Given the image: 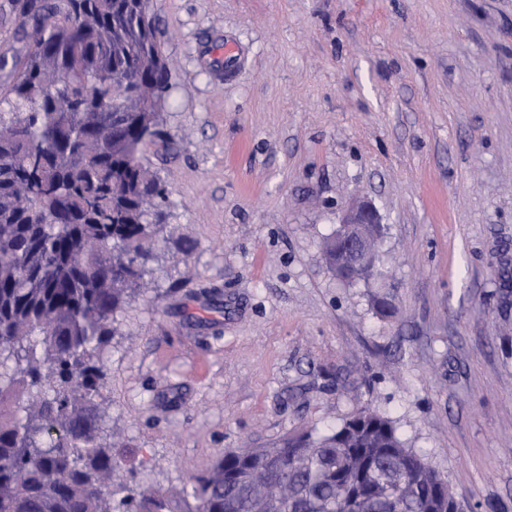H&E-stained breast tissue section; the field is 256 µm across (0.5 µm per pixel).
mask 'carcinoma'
Returning <instances> with one entry per match:
<instances>
[{
    "label": "carcinoma",
    "instance_id": "carcinoma-1",
    "mask_svg": "<svg viewBox=\"0 0 512 512\" xmlns=\"http://www.w3.org/2000/svg\"><path fill=\"white\" fill-rule=\"evenodd\" d=\"M0 53V512H456L394 422L238 448L190 490L136 493L101 435L103 353L146 286L171 87L150 0H12Z\"/></svg>",
    "mask_w": 512,
    "mask_h": 512
}]
</instances>
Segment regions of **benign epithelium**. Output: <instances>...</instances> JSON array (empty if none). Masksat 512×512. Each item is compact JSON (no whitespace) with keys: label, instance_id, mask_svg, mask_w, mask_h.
Wrapping results in <instances>:
<instances>
[{"label":"benign epithelium","instance_id":"1","mask_svg":"<svg viewBox=\"0 0 512 512\" xmlns=\"http://www.w3.org/2000/svg\"><path fill=\"white\" fill-rule=\"evenodd\" d=\"M384 223L376 206L366 199H354L341 211L336 228V278L352 285L359 279L343 277L355 270L370 281L381 279L378 262Z\"/></svg>","mask_w":512,"mask_h":512}]
</instances>
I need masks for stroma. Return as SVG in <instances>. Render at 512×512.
I'll return each mask as SVG.
<instances>
[{
	"label": "stroma",
	"instance_id": "1",
	"mask_svg": "<svg viewBox=\"0 0 512 512\" xmlns=\"http://www.w3.org/2000/svg\"><path fill=\"white\" fill-rule=\"evenodd\" d=\"M154 5L166 243L102 405L135 488L371 407L461 512H512V0ZM357 196L389 275L347 286L321 245Z\"/></svg>",
	"mask_w": 512,
	"mask_h": 512
}]
</instances>
